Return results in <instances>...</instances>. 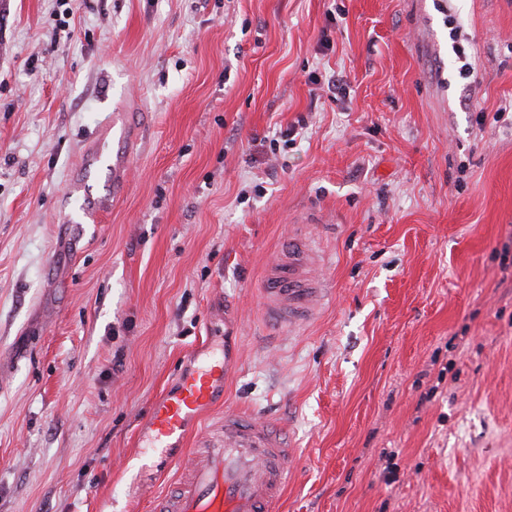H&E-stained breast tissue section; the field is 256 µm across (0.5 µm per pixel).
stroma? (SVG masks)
<instances>
[{
	"label": "stroma",
	"instance_id": "1",
	"mask_svg": "<svg viewBox=\"0 0 512 512\" xmlns=\"http://www.w3.org/2000/svg\"><path fill=\"white\" fill-rule=\"evenodd\" d=\"M116 111L126 184L72 227ZM507 247L512 0H0V512H152L183 464L139 430L205 340L241 355L208 420L295 450L277 512H512ZM128 139V125L125 114L114 112L112 119L102 124L98 130L95 141L83 153V162L79 173L71 183L75 190L83 192V210L86 215L98 218L112 207V198L109 196H93L89 191V182L98 173L106 169L112 177V187L118 182L124 183L127 177V165L121 158L114 160L113 152L108 146L117 141L125 143ZM313 259L307 241L296 236L288 251L271 266L263 301L267 315L288 328L307 321L321 304L323 290L312 274Z\"/></svg>",
	"mask_w": 512,
	"mask_h": 512
}]
</instances>
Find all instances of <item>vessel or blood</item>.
I'll use <instances>...</instances> for the list:
<instances>
[{"label":"vessel or blood","mask_w":512,"mask_h":512,"mask_svg":"<svg viewBox=\"0 0 512 512\" xmlns=\"http://www.w3.org/2000/svg\"><path fill=\"white\" fill-rule=\"evenodd\" d=\"M127 139L125 115L116 112L84 151L72 185L83 194L86 215L96 218L111 209V197L92 195L89 183L104 170L113 182L125 181L127 165L114 158L109 146ZM312 267L307 241L291 239L287 252L269 268L263 290L273 321L292 327L314 314L323 290ZM238 362L236 349L204 348L193 366L178 375L173 388L153 404L143 427L145 436L158 448L179 447L195 421L223 399L224 382ZM291 457V448L266 421L225 412L212 443L188 459L176 492L156 498L155 512H274L288 482Z\"/></svg>","instance_id":"1"}]
</instances>
